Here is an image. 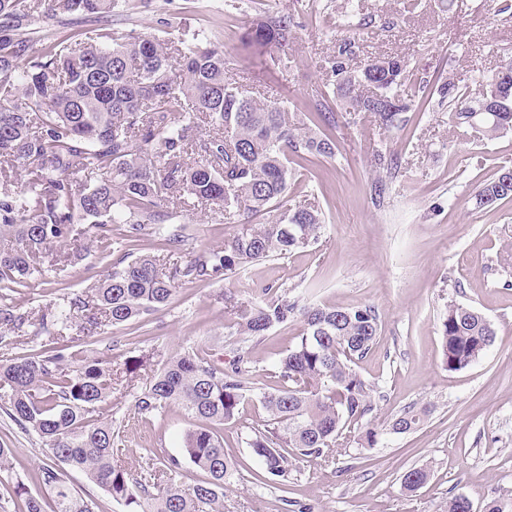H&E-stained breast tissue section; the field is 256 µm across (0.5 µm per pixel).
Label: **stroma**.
<instances>
[{"label":"stroma","instance_id":"35a3bbf8","mask_svg":"<svg viewBox=\"0 0 512 512\" xmlns=\"http://www.w3.org/2000/svg\"><path fill=\"white\" fill-rule=\"evenodd\" d=\"M345 0H121L117 29L133 35L191 39L205 31L224 45L228 77L245 91L283 100L308 112L313 91H327L326 59L342 36L355 39L358 60L398 56L408 62L400 88L412 104L407 121L385 132L367 122L340 127L335 158H313L288 183L286 199L297 205L316 199L324 214L315 249H298L282 259L248 266L224 280L180 284L169 305L153 313L140 335L130 327H105L91 349L104 354L129 386L106 405L120 438L118 460L128 473L146 470L157 449L180 456L183 434L193 421L178 404L163 418L142 419L135 400L151 372L173 352L207 343L215 363H230L250 351L256 382L271 390L278 354L294 345L302 320L274 328L262 343L240 335L222 296L250 297L269 288L293 290L309 302L329 306H374L380 334L356 364L372 387L369 419L379 432L375 447L348 444L332 462H297L287 483L260 484L259 464L245 443L247 427L263 421L258 399L246 400L238 419L224 425V449L237 471L224 487V512H448V499L463 494L481 512L491 500L512 512V200L477 206L474 189L503 165H512V133L494 139L448 128V107L438 85L455 76L461 92L475 97L486 88L504 54L512 55V0H359L368 27L341 28ZM273 10L293 13L295 39L287 54L246 43L257 22ZM398 157L401 166L382 206L371 201L376 151ZM189 236L175 257L185 262L219 250L236 231L203 215L188 216ZM120 237L108 251L92 246L73 267L49 269L11 303L29 315L17 353L38 352L36 320L67 298L84 295L126 255ZM477 309L494 326L495 340L469 367L451 371L442 362L440 322L449 301ZM146 355L150 367L127 377L128 357ZM410 405L428 406L415 430L397 434L389 424ZM0 443L13 448V467L0 473V505L24 512L14 483L32 494L44 487L47 458L41 438L22 430L0 410ZM415 467L428 482L415 493L401 480Z\"/></svg>","mask_w":512,"mask_h":512}]
</instances>
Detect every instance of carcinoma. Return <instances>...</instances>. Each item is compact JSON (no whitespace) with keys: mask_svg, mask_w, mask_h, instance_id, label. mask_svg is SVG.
<instances>
[{"mask_svg":"<svg viewBox=\"0 0 512 512\" xmlns=\"http://www.w3.org/2000/svg\"><path fill=\"white\" fill-rule=\"evenodd\" d=\"M120 0H0V288L15 291L44 272V255L69 246L64 261L82 259L83 225L107 238L124 225L123 241L135 246L144 231L167 248L182 235L165 225L201 211L237 232L221 251L203 252L185 264L140 255L115 267L94 288V298L69 299L42 316V350L0 365V409L22 429L42 438L58 461L41 470L46 496L31 495L16 481L25 512H97L94 498L79 493L68 472L84 473L128 512H222L224 485L236 471L224 452V422L256 390L253 361L242 351L227 368L208 359L197 343L176 352L135 401L144 417H159L179 403L199 425L184 435L182 455L206 474L188 489L176 484L181 461L155 456L149 476L138 479L115 464L112 424L99 418L112 402L118 379L101 357L82 358L101 328L141 319L171 302L183 282L231 277L249 264L283 258L318 241L323 213L308 203L290 208L285 195L293 165L334 158L339 120L368 118L390 132L406 122L409 103L401 86L407 62L390 56L380 64L354 63V41L340 40L328 59L332 92L314 101L307 126L285 102L247 94L227 77L224 45L205 33L191 41L131 36L112 27ZM79 14L91 28L39 36L40 17ZM293 17L265 15L254 41L286 51L294 39ZM448 99V124L481 128L488 137L512 132V57L487 81L486 98L472 104L453 79L439 89ZM334 96L342 113L328 105ZM372 203L383 204L398 158L376 152ZM479 206L512 199V166L477 185ZM266 214L264 223L254 219ZM241 334L256 341L299 317V341L274 363L277 388L261 392L266 412L251 430L248 448L260 465L259 483L288 478L303 457L328 462L337 447L354 442L371 448L373 428L355 431L372 411L370 386L355 369L379 336L375 307L312 305L284 289L255 300L224 293ZM26 323L7 303L0 325L11 332ZM495 329L476 309L448 303L441 321L443 363L450 371L477 361L492 345ZM425 411L410 406L391 421L398 434L416 428ZM430 473L413 468L402 477L413 493Z\"/></svg>","mask_w":512,"mask_h":512,"instance_id":"1","label":"carcinoma"}]
</instances>
